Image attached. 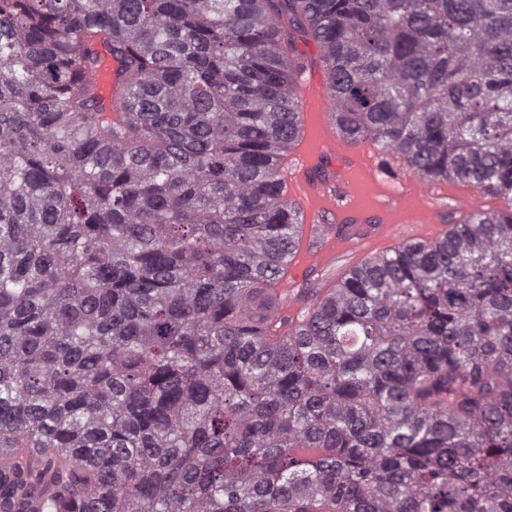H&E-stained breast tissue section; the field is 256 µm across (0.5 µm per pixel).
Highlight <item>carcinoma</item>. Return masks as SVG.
Segmentation results:
<instances>
[{"label": "carcinoma", "instance_id": "obj_1", "mask_svg": "<svg viewBox=\"0 0 512 512\" xmlns=\"http://www.w3.org/2000/svg\"><path fill=\"white\" fill-rule=\"evenodd\" d=\"M299 38L504 208L293 317ZM0 452L48 512H512V0H0Z\"/></svg>", "mask_w": 512, "mask_h": 512}]
</instances>
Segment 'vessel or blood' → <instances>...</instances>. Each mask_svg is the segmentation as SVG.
I'll return each instance as SVG.
<instances>
[{
	"instance_id": "1",
	"label": "vessel or blood",
	"mask_w": 512,
	"mask_h": 512,
	"mask_svg": "<svg viewBox=\"0 0 512 512\" xmlns=\"http://www.w3.org/2000/svg\"><path fill=\"white\" fill-rule=\"evenodd\" d=\"M301 135L288 155L285 196L307 221L302 238L291 247L288 276L277 289L291 294L300 278L322 271L340 256L382 254L407 243H433L445 236L447 225L439 217V202L448 200L465 214L483 211L485 203L474 199L470 187L457 183L429 184L400 174L403 156L385 152L372 141L351 143L340 137L333 120V102L322 89L299 88ZM345 158L349 200L337 210L336 199L326 188L309 183L301 175L310 163L325 157ZM367 217L368 222L336 233L329 217ZM0 512H45L39 495L0 500Z\"/></svg>"
}]
</instances>
